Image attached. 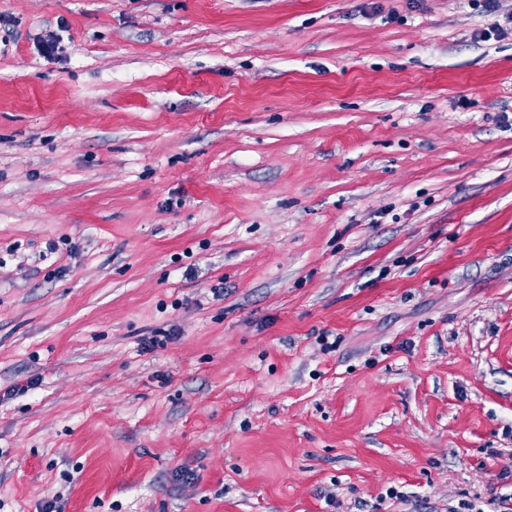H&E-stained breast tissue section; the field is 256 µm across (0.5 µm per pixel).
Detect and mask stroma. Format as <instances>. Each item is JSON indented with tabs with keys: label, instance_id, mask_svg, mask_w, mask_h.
Returning a JSON list of instances; mask_svg holds the SVG:
<instances>
[{
	"label": "stroma",
	"instance_id": "obj_1",
	"mask_svg": "<svg viewBox=\"0 0 512 512\" xmlns=\"http://www.w3.org/2000/svg\"><path fill=\"white\" fill-rule=\"evenodd\" d=\"M510 493L512 0H0V512Z\"/></svg>",
	"mask_w": 512,
	"mask_h": 512
}]
</instances>
